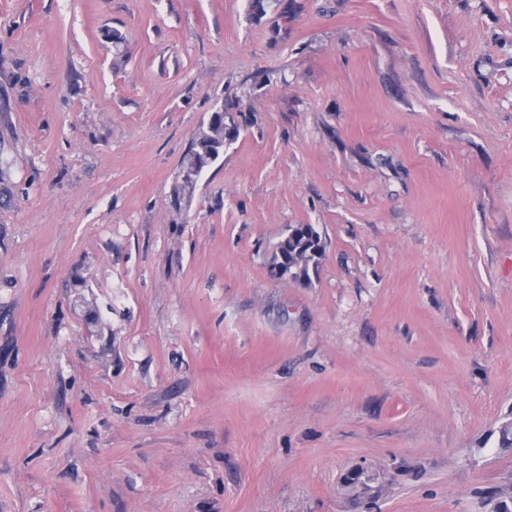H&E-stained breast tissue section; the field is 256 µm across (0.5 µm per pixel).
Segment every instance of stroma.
I'll return each instance as SVG.
<instances>
[{"instance_id": "1", "label": "stroma", "mask_w": 512, "mask_h": 512, "mask_svg": "<svg viewBox=\"0 0 512 512\" xmlns=\"http://www.w3.org/2000/svg\"><path fill=\"white\" fill-rule=\"evenodd\" d=\"M510 422L512 0H0V512H482ZM234 107L233 103H225L220 109L212 112L208 122L199 128L189 153L182 162L180 180L174 186L173 195L176 202L180 203L184 197L190 198L194 194L202 170L220 157L224 152V146L238 139V127L233 121L227 124L224 120V116L226 117ZM226 137H230L229 143H226ZM323 254L324 243L317 229L311 224H295L280 241L270 271L277 278L307 280Z\"/></svg>"}]
</instances>
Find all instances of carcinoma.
Masks as SVG:
<instances>
[{"instance_id": "1", "label": "carcinoma", "mask_w": 512, "mask_h": 512, "mask_svg": "<svg viewBox=\"0 0 512 512\" xmlns=\"http://www.w3.org/2000/svg\"><path fill=\"white\" fill-rule=\"evenodd\" d=\"M234 107L233 103L222 105L199 128L189 153L182 162L180 180L174 186L173 195L176 201L191 197L202 170L220 157L226 142L233 143L238 139V127L224 120V116ZM323 254L324 243L313 225H290L288 233L273 255L270 271L277 278L307 280L310 278V271L318 267ZM488 505L492 506L491 512H512V495H507L502 489L492 490L483 497L482 506Z\"/></svg>"}]
</instances>
